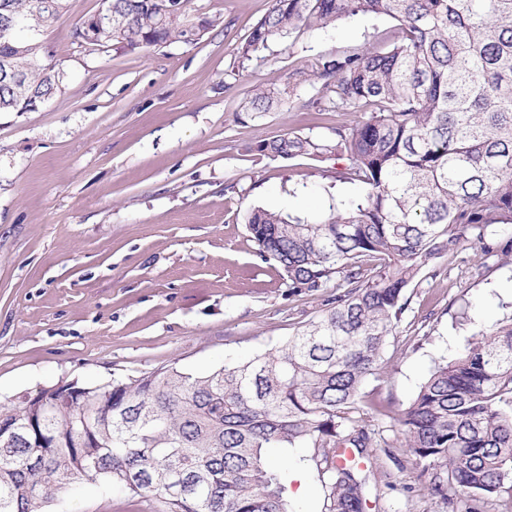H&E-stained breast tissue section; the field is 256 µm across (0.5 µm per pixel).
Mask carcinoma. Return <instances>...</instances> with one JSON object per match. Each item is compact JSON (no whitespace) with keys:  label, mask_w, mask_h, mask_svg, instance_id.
<instances>
[{"label":"carcinoma","mask_w":512,"mask_h":512,"mask_svg":"<svg viewBox=\"0 0 512 512\" xmlns=\"http://www.w3.org/2000/svg\"><path fill=\"white\" fill-rule=\"evenodd\" d=\"M68 0H0V22L26 18L40 36L0 29V112H33L64 73L43 34ZM120 20L89 15L87 44L138 53L195 44L221 23L190 0H109ZM367 14L397 21L386 50L319 56L281 89L257 88L248 118L313 94L302 107L356 112L325 134L288 132L246 150L261 157L343 162L362 185L316 220L253 207L257 254L283 272L288 294L336 282V294L278 348L193 373L176 362L73 398L46 386L0 406V512H47L77 477L105 495L160 498L161 512H292L273 448H310L321 512H364L376 444L360 401L406 310L405 292L464 244L512 261V0H274L240 61L305 30ZM404 447L435 497L482 507L512 493V315L437 365L402 411ZM351 448L359 462L341 461Z\"/></svg>","instance_id":"cac0c4a2"}]
</instances>
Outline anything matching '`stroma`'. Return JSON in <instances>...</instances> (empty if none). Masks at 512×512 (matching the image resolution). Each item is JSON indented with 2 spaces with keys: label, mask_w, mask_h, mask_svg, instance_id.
Masks as SVG:
<instances>
[{
  "label": "stroma",
  "mask_w": 512,
  "mask_h": 512,
  "mask_svg": "<svg viewBox=\"0 0 512 512\" xmlns=\"http://www.w3.org/2000/svg\"><path fill=\"white\" fill-rule=\"evenodd\" d=\"M46 42L64 72L38 111L0 113V405L58 381L102 384L179 362L201 373L279 346L321 309L330 289L289 295L257 254L250 208L314 216L330 196L361 185L336 180V162L257 158L248 148L291 131H327L351 112H310L298 88L284 104L239 121L247 96L282 84L321 55L383 47L395 22L347 18L238 56L273 0H192L222 22L198 43L141 53L77 39L101 0H68ZM438 277L408 288L407 308L381 368L363 385V409L381 440L366 512H464L418 480L396 422L434 366L512 314V262L463 245ZM306 449L274 450L310 485L293 512H320L323 492ZM52 512H153L104 498L80 481Z\"/></svg>",
  "instance_id": "obj_1"
}]
</instances>
